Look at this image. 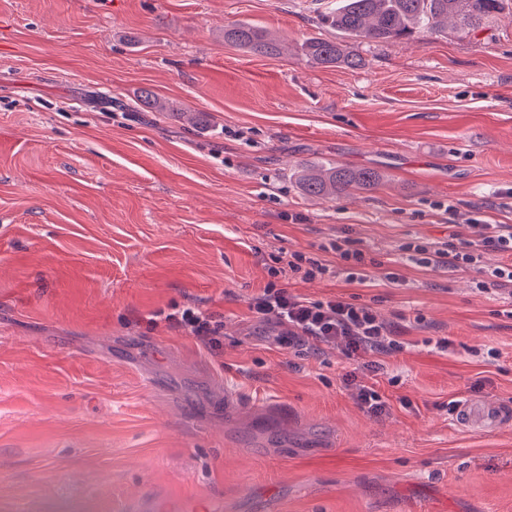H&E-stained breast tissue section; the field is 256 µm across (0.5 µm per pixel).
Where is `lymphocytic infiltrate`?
I'll list each match as a JSON object with an SVG mask.
<instances>
[{
	"label": "lymphocytic infiltrate",
	"mask_w": 512,
	"mask_h": 512,
	"mask_svg": "<svg viewBox=\"0 0 512 512\" xmlns=\"http://www.w3.org/2000/svg\"><path fill=\"white\" fill-rule=\"evenodd\" d=\"M406 252L422 267L444 265L451 268H479L484 251L505 255L504 263L487 271L477 288L487 293L512 286V224H483L475 240L454 244L451 241L422 242L406 245ZM271 276L262 291L252 297L249 310L254 319L265 325L269 343L299 352L318 353L321 346L343 343L348 358L360 368L380 370V356L400 350L401 344L391 325L380 320L366 303H351L339 298L310 299L277 286L278 268H270ZM165 322L182 329L213 351L220 350L224 322L216 314L198 307H184L166 314Z\"/></svg>",
	"instance_id": "f902f5d3"
}]
</instances>
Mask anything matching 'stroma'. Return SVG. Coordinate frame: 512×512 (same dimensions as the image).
Masks as SVG:
<instances>
[{
	"instance_id": "35a3bbf8",
	"label": "stroma",
	"mask_w": 512,
	"mask_h": 512,
	"mask_svg": "<svg viewBox=\"0 0 512 512\" xmlns=\"http://www.w3.org/2000/svg\"><path fill=\"white\" fill-rule=\"evenodd\" d=\"M329 3L0 0V512H512V424L448 413L512 409V294L403 250L512 224V0L474 33L354 42L355 69L301 48L338 40ZM240 22L282 54L226 43ZM325 161L383 179L316 201L294 167ZM297 252L335 276L279 285L391 324L380 371L259 335L249 301ZM191 304L218 352L148 324ZM332 248L339 253L340 258L346 263V278L350 282L364 283L366 281V273L363 270L367 265L365 253L361 250L343 249L342 245L336 241L332 244ZM357 376L355 372L347 375L345 378L346 385L353 388V396L357 403L367 412L373 415L383 414L387 410V403L382 400V397L370 386L364 384H357ZM459 402L450 401L448 403V413L453 415L457 412L460 413V418L467 424H471L475 421H484L489 420L494 423H511L512 420V412L510 410H501V409H478L477 407H473L471 405H461Z\"/></svg>"
}]
</instances>
